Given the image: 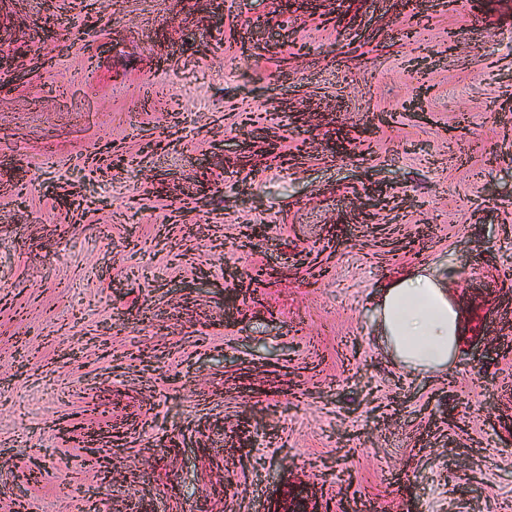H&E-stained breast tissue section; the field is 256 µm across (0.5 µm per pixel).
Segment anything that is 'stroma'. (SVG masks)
Wrapping results in <instances>:
<instances>
[{"instance_id":"35a3bbf8","label":"stroma","mask_w":512,"mask_h":512,"mask_svg":"<svg viewBox=\"0 0 512 512\" xmlns=\"http://www.w3.org/2000/svg\"><path fill=\"white\" fill-rule=\"evenodd\" d=\"M422 265L469 311L439 377L376 335ZM346 496L512 512V0H0V512Z\"/></svg>"}]
</instances>
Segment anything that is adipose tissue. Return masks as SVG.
<instances>
[{
    "label": "adipose tissue",
    "mask_w": 512,
    "mask_h": 512,
    "mask_svg": "<svg viewBox=\"0 0 512 512\" xmlns=\"http://www.w3.org/2000/svg\"><path fill=\"white\" fill-rule=\"evenodd\" d=\"M454 281L452 268L425 266L381 288L377 320L402 367L437 374L458 353L468 317L453 295Z\"/></svg>",
    "instance_id": "1"
}]
</instances>
